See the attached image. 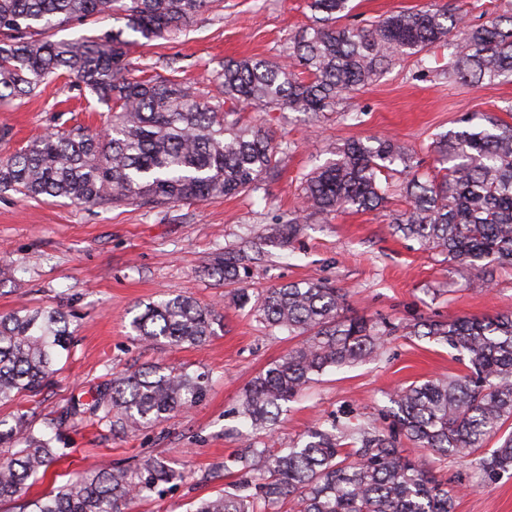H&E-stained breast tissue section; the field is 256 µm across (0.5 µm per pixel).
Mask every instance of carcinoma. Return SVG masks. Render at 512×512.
Wrapping results in <instances>:
<instances>
[{
	"label": "carcinoma",
	"mask_w": 512,
	"mask_h": 512,
	"mask_svg": "<svg viewBox=\"0 0 512 512\" xmlns=\"http://www.w3.org/2000/svg\"><path fill=\"white\" fill-rule=\"evenodd\" d=\"M351 0H308L312 23L290 46L300 67L263 58L228 60L209 72L217 95L202 98L175 75L130 74L124 30L153 41L187 30L207 0H0V104L67 78L109 107L106 122L52 130L0 156V192L67 198L84 208L136 204L150 208L207 202L255 190L278 171L281 148L262 126L234 115L249 102L270 111L319 115L374 82L397 61L449 46L445 75L453 81L512 82V12L465 16L434 4L402 10L362 27L340 24ZM125 28L54 39L55 31L89 18ZM440 165L419 176L407 147L387 136L336 147L302 187L301 209L274 228L291 242L309 213L328 221L343 210H376L383 179L396 171L409 199L394 230L464 266L477 278L512 266V124L466 115L434 145ZM401 170H395V167ZM339 288L288 283L257 298L259 318L288 337L307 336L246 389L238 416L270 435L284 406L314 377L377 356L387 324L345 314ZM214 308L176 295L145 305L131 327L141 339L202 346L216 335ZM411 336L445 344L465 363L460 374L412 383L390 394L397 430L333 422L310 429L287 448H258L249 436L237 459L233 488L193 503L190 512H268L282 500L297 512H454L442 484L401 447L466 458L486 474L512 471V313L421 321ZM73 331L62 309L0 315V405L38 395L58 374ZM209 377L162 363L104 380L82 412L71 408L56 428L89 420L111 431L161 422L205 397ZM498 446L488 447L491 440ZM59 434L37 431L25 413L0 416V501L27 494L31 481L61 456ZM181 477L166 460L146 456L134 469L102 465L71 474L26 501L22 512H131L133 504Z\"/></svg>",
	"instance_id": "carcinoma-1"
}]
</instances>
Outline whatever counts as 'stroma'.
<instances>
[{"label":"stroma","mask_w":512,"mask_h":512,"mask_svg":"<svg viewBox=\"0 0 512 512\" xmlns=\"http://www.w3.org/2000/svg\"><path fill=\"white\" fill-rule=\"evenodd\" d=\"M307 0H212L184 33L131 48L133 66L177 73L207 90V75L225 60L287 58L310 24ZM450 51L441 47L384 71L371 85L346 96L335 111L247 108L243 122L259 124L282 142L276 175L260 189L203 204L149 208L135 205L82 208L65 198L26 199L0 193V315L20 309L62 307L73 317V346L54 384L41 395L0 407L27 412L35 427L66 406L87 403L107 373L163 362L208 375L202 403L137 432H111L79 424L63 428L71 450L57 461L32 495L63 484L69 475L101 463L133 468L148 455L168 460L185 474L163 496L137 500L133 512H188L192 502L233 483L234 455L242 444L237 408L249 383L283 357L292 343L271 333L252 306L233 300L235 287L250 295L289 282L314 279L341 288L348 315L393 327L383 353L316 377L289 403L272 436L284 448L317 424L332 420L389 425L390 393L401 386L464 366L448 346L409 336V325L512 311V270L474 278L442 255L395 235L390 224L408 203L391 178L385 208L344 212L330 221L309 218L289 246L268 240L273 225L300 205L304 179L330 159L337 145L357 137L390 135L415 151L424 171L435 166L433 144L466 113H487L512 124V83H459L442 78ZM107 105L87 103L77 87L58 80L36 94L0 106V127L11 130L0 154L27 145L49 129L77 123L102 126ZM244 264L239 285L225 284L211 269L223 261ZM184 294L224 316L216 336L200 347H169L139 339L130 322L145 304ZM422 467L445 483L455 512H512V475L482 477L462 459L418 449ZM224 470H212L214 461Z\"/></svg>","instance_id":"1"}]
</instances>
